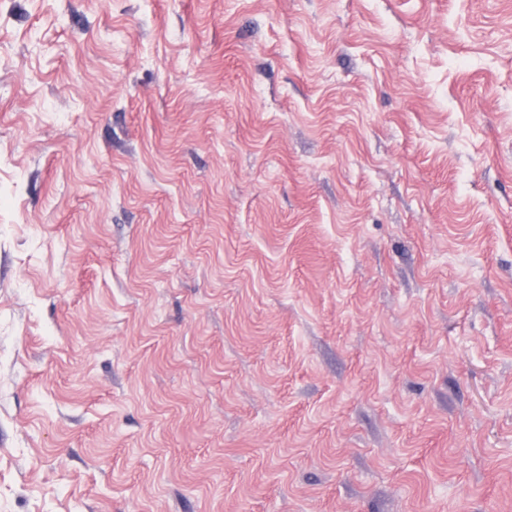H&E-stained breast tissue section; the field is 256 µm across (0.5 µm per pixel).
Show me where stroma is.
<instances>
[{
    "label": "stroma",
    "instance_id": "stroma-1",
    "mask_svg": "<svg viewBox=\"0 0 512 512\" xmlns=\"http://www.w3.org/2000/svg\"><path fill=\"white\" fill-rule=\"evenodd\" d=\"M0 512H512V0H0Z\"/></svg>",
    "mask_w": 512,
    "mask_h": 512
}]
</instances>
